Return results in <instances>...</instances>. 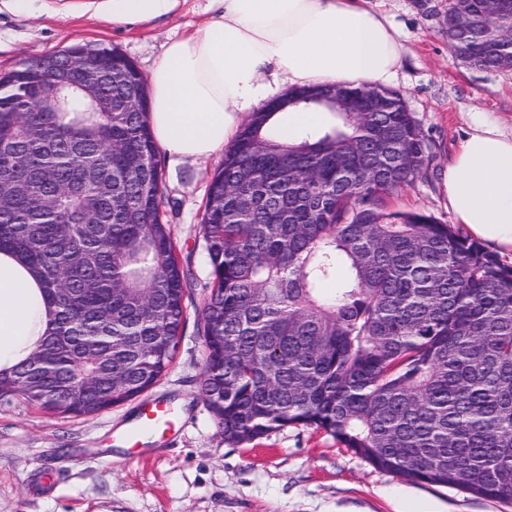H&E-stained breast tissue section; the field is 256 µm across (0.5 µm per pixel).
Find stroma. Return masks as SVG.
I'll use <instances>...</instances> for the list:
<instances>
[{"mask_svg": "<svg viewBox=\"0 0 512 512\" xmlns=\"http://www.w3.org/2000/svg\"><path fill=\"white\" fill-rule=\"evenodd\" d=\"M398 30L400 92L432 145L426 176L393 194L400 210L452 223L442 176L473 113L512 131V69L463 64L448 44V0H369ZM223 10L219 0H178L167 16L112 20V0H30L15 12L0 0V74L27 58L74 43L117 48L149 74L164 43ZM162 210L190 270L186 325L169 373L139 397L102 413L65 417L0 400V512H512L491 500L415 484L374 468L324 432L291 426L231 446L200 395L206 358L197 323L212 287L201 224L223 155L189 166L161 154ZM162 401L181 414L175 431L121 437L142 405Z\"/></svg>", "mask_w": 512, "mask_h": 512, "instance_id": "obj_1", "label": "stroma"}]
</instances>
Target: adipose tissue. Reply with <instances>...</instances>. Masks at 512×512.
<instances>
[{
	"label": "adipose tissue",
	"mask_w": 512,
	"mask_h": 512,
	"mask_svg": "<svg viewBox=\"0 0 512 512\" xmlns=\"http://www.w3.org/2000/svg\"><path fill=\"white\" fill-rule=\"evenodd\" d=\"M195 33L167 40L149 74L148 120L181 163L224 152L282 92L314 85L386 86L403 45L367 0H221ZM448 211L470 235L512 254V134L476 114L443 176ZM49 323L35 278L0 254V370L31 353Z\"/></svg>",
	"instance_id": "obj_1"
}]
</instances>
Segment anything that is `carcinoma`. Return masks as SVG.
I'll return each instance as SVG.
<instances>
[{
    "label": "carcinoma",
    "mask_w": 512,
    "mask_h": 512,
    "mask_svg": "<svg viewBox=\"0 0 512 512\" xmlns=\"http://www.w3.org/2000/svg\"><path fill=\"white\" fill-rule=\"evenodd\" d=\"M488 22L485 0H450L448 44L469 65L511 69V41L461 51ZM82 53L108 112L79 97L41 111L59 69L0 77V251L52 313L37 348L0 372V399L64 416L151 389L185 325L147 81L115 48L46 58ZM378 95L369 118L323 107L330 124L291 145L255 112L225 151L203 215L200 392L226 444L305 426L412 483L511 501L512 265L430 214L389 208L431 144L398 92Z\"/></svg>",
    "instance_id": "cac0c4a2"
}]
</instances>
